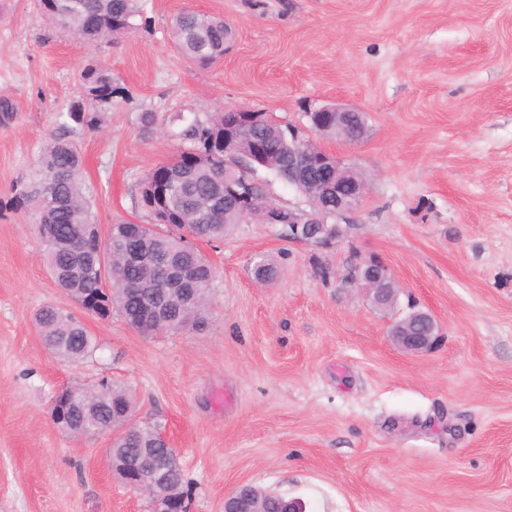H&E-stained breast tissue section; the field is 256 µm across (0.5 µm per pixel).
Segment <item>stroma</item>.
Segmentation results:
<instances>
[{
    "mask_svg": "<svg viewBox=\"0 0 512 512\" xmlns=\"http://www.w3.org/2000/svg\"><path fill=\"white\" fill-rule=\"evenodd\" d=\"M148 28L94 47L54 33L36 0H0V512H147L105 467L104 438L61 431L65 385L109 380L169 434L191 512H224L250 484L306 512H512V0H137ZM224 19L234 40L200 67L173 18ZM100 59L129 88L103 129L77 135L96 224L149 223L140 182L181 151L171 113L246 107L306 125L325 105L365 112L350 144L320 139L367 190L331 248L241 223L198 241L216 270L198 330L150 338L120 315L83 321V361L44 346L35 312L77 306L48 273L32 219L6 202ZM156 113L154 133L140 112ZM278 280L257 284L256 256ZM377 258L399 282L375 309L341 279ZM444 336L414 356L393 341L408 303Z\"/></svg>",
    "mask_w": 512,
    "mask_h": 512,
    "instance_id": "stroma-1",
    "label": "stroma"
}]
</instances>
